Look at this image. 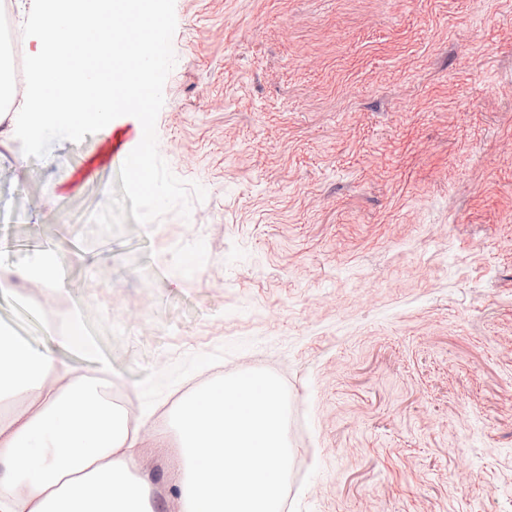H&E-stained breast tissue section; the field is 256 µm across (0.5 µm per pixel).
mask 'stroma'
<instances>
[{
    "instance_id": "obj_1",
    "label": "stroma",
    "mask_w": 512,
    "mask_h": 512,
    "mask_svg": "<svg viewBox=\"0 0 512 512\" xmlns=\"http://www.w3.org/2000/svg\"><path fill=\"white\" fill-rule=\"evenodd\" d=\"M158 148L203 201L98 235L140 122L25 157L0 124V330L76 311L158 512L181 457L142 411L285 382L283 512H512V0H175ZM208 260L179 267L197 240ZM70 257L55 302L25 272Z\"/></svg>"
}]
</instances>
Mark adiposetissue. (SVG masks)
Listing matches in <instances>:
<instances>
[{"label": "adipose tissue", "instance_id": "1", "mask_svg": "<svg viewBox=\"0 0 512 512\" xmlns=\"http://www.w3.org/2000/svg\"><path fill=\"white\" fill-rule=\"evenodd\" d=\"M61 347L94 356L75 323L40 350L0 331V402L28 398L0 414V512H156L138 431L104 397L110 367H69Z\"/></svg>", "mask_w": 512, "mask_h": 512}]
</instances>
